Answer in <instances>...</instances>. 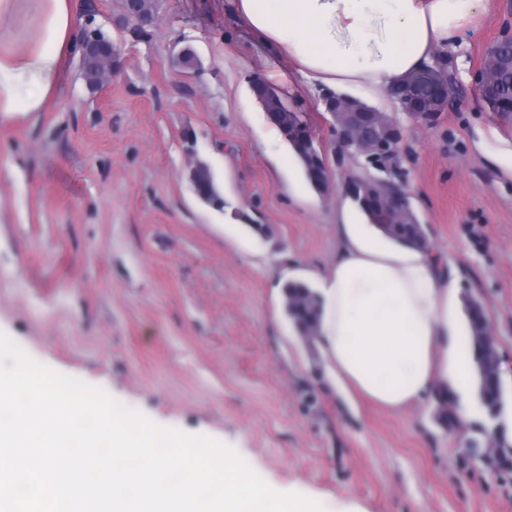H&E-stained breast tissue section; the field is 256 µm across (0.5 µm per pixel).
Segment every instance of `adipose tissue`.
Masks as SVG:
<instances>
[{
	"instance_id": "adipose-tissue-1",
	"label": "adipose tissue",
	"mask_w": 512,
	"mask_h": 512,
	"mask_svg": "<svg viewBox=\"0 0 512 512\" xmlns=\"http://www.w3.org/2000/svg\"><path fill=\"white\" fill-rule=\"evenodd\" d=\"M488 0H232L242 26L275 47L309 90L383 93L457 51ZM72 0H0V115L46 111L79 52ZM316 341L350 393L401 410L460 389L472 353L457 331L447 259L389 242L344 215L317 274Z\"/></svg>"
}]
</instances>
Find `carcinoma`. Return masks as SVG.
Returning <instances> with one entry per match:
<instances>
[{
    "mask_svg": "<svg viewBox=\"0 0 512 512\" xmlns=\"http://www.w3.org/2000/svg\"><path fill=\"white\" fill-rule=\"evenodd\" d=\"M488 56L498 61L502 65V70L493 86L485 91V104L494 99L512 96V67L508 66V63L512 62V41L494 43L488 50ZM261 103L269 119L279 128L284 141L299 159L307 181L311 186H316L311 146L307 140L299 136V127L309 125L306 115L291 109L286 104L283 93L277 88L262 91ZM367 163L378 171L379 175L375 176L365 171L359 178L366 185L377 188V194L366 193L352 197L356 207L385 237L417 250H429L427 232L423 224L406 223L389 227L379 222L378 203L382 198L392 194L400 172L386 170L376 159H369ZM190 182L196 196L204 203L212 205L223 200V194L206 164H198L190 176ZM283 309L288 321L302 335L308 336L316 329L320 306L317 295L308 284L299 281L287 282L283 287ZM463 309L476 350L477 398L486 415V421L478 425L479 436L497 435L499 447L502 448L501 457L491 458L487 467L502 476H511L512 440L507 435L505 423L507 397L501 380L493 375L490 368L497 350L487 338V315L480 299L469 293L463 297ZM454 403L455 398L447 393L437 395L438 417L441 424L446 428L459 429L462 424ZM479 436L466 437L464 458L479 460L482 448Z\"/></svg>",
    "mask_w": 512,
    "mask_h": 512,
    "instance_id": "cac0c4a2",
    "label": "carcinoma"
}]
</instances>
